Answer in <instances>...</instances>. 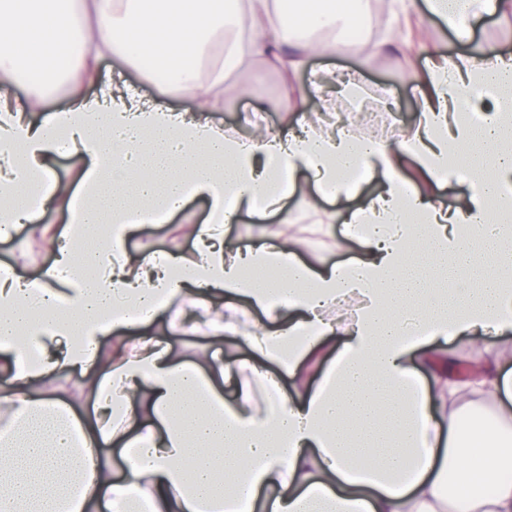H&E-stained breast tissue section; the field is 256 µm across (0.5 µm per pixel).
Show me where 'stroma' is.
I'll return each mask as SVG.
<instances>
[{"label": "stroma", "mask_w": 512, "mask_h": 512, "mask_svg": "<svg viewBox=\"0 0 512 512\" xmlns=\"http://www.w3.org/2000/svg\"><path fill=\"white\" fill-rule=\"evenodd\" d=\"M401 32L405 45L398 49L374 50L373 42L379 41L388 31ZM372 42L359 45L344 54L334 56L321 51L314 56L303 73L286 79L281 73L264 63H255L260 77L250 90H243L237 78H225L222 104L210 112L212 122L225 133L249 137L254 133L248 116L258 114L263 126L272 129L292 130L296 124L295 111L285 110L284 100L294 99L298 91L307 93V112L318 111L320 94L315 83L326 81L325 92L339 100L349 111H361L373 101L379 87H389L402 101L408 124H415L421 110V92L425 86V60L419 53L420 43H427L439 54L462 51L463 46L438 20L427 17L419 10L400 17L384 14L371 34ZM121 69L124 80L140 94L149 98H164L177 112L194 111V101L180 88L148 67L142 59H107L99 62L97 77L84 79L74 73L70 79L45 87L29 83L24 74L0 77V95L14 100L29 96L41 99L39 111L30 113L32 122H39L45 113L69 106L76 98L93 95L99 81L108 79L114 69ZM385 189L384 181L377 176L366 177L356 190L335 201H321L311 205L300 196L288 200L292 213L290 221L278 216L257 217L241 213L236 221L225 228L226 243L233 249H246L258 244L268 232L297 240L301 243L300 257L316 267H330L357 256L359 246L346 235V221L353 210L366 206L370 199ZM208 204L204 199L189 201L184 209L166 223L146 227L130 238L127 248L133 254L169 252L191 255L197 225L204 223ZM54 256L45 234L31 231L28 225H19L9 238H0V266L10 267L23 277H34L49 267ZM201 318L195 311L183 308L180 301H173L170 310L155 318L150 324V335L164 338L170 345L174 361L209 359L219 357L226 361L247 360L251 352L239 336L224 341L206 336L199 328Z\"/></svg>", "instance_id": "1"}]
</instances>
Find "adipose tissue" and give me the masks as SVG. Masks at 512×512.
I'll list each match as a JSON object with an SVG mask.
<instances>
[{"mask_svg": "<svg viewBox=\"0 0 512 512\" xmlns=\"http://www.w3.org/2000/svg\"><path fill=\"white\" fill-rule=\"evenodd\" d=\"M426 7L466 40L472 21L512 12V0ZM353 19L324 8L287 26L271 0H0L1 76L22 63L46 82L146 51L197 102L191 116L104 83L37 124L27 114L39 98L0 104L1 224L46 222V208L19 194L41 192L52 155L87 159L52 265L35 280L0 276V512H512V412L492 425L463 415L497 404L512 381L495 356L460 374L463 356L446 350L459 336L512 332V54L428 55L418 122L390 139L268 129L246 142L205 117L225 66L297 72L319 44L291 43V29ZM227 25L224 65L200 77L208 37ZM467 93L492 100L479 120ZM404 160L437 183L466 180L468 195L452 210L427 202L401 177ZM356 168L386 183L351 215L356 259L318 270L273 233L227 247L239 210H280L304 182L349 194ZM195 197L210 215L193 259L128 252L133 234ZM94 232L89 253L81 240ZM89 267L96 281L81 277ZM176 298L259 308L265 320L246 336L253 361L177 363L148 335L103 360L112 333L148 325ZM334 334L343 345L308 384L305 367ZM73 372L89 411L46 389ZM255 380L266 392L258 406Z\"/></svg>", "mask_w": 512, "mask_h": 512, "instance_id": "1", "label": "adipose tissue"}]
</instances>
